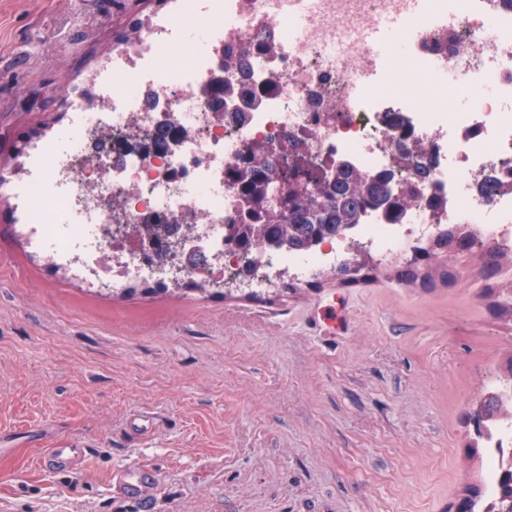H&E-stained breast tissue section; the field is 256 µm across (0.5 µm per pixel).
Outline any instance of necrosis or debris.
Listing matches in <instances>:
<instances>
[{"label":"necrosis or debris","instance_id":"obj_1","mask_svg":"<svg viewBox=\"0 0 512 512\" xmlns=\"http://www.w3.org/2000/svg\"><path fill=\"white\" fill-rule=\"evenodd\" d=\"M194 8L207 23L175 16L117 53L101 76L105 106L72 101L76 122L34 150L24 200L37 218L31 236L55 262L97 289L186 275L249 291L334 269L357 246L387 260L406 255L448 224L475 225L479 242L512 250V192L481 186L512 177V8L500 0L463 9L457 0H423L417 13L409 0H196ZM386 14L405 16L419 33L400 49L401 67L379 64L365 42ZM449 31L459 36L456 50L431 49ZM221 53L231 64L219 65ZM216 72L231 85L247 80L260 105L211 111L198 89ZM424 78L456 90L452 108L393 95L394 86L416 90ZM166 123L186 136L158 158L142 139ZM406 130L426 145L430 172L399 221L375 211L313 249L226 254L238 192L224 173L250 143L265 142L280 169L298 157L322 180L346 164L400 183L410 174L391 158ZM110 196L122 208L105 206ZM434 196L440 207H430ZM155 214L178 216L167 230L184 244L163 261L128 230ZM474 436L489 464L485 505L503 512L512 421L482 417Z\"/></svg>","mask_w":512,"mask_h":512}]
</instances>
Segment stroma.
<instances>
[{
    "label": "stroma",
    "mask_w": 512,
    "mask_h": 512,
    "mask_svg": "<svg viewBox=\"0 0 512 512\" xmlns=\"http://www.w3.org/2000/svg\"><path fill=\"white\" fill-rule=\"evenodd\" d=\"M178 0H0V500L10 512H456L480 475L472 407L512 362L493 304L504 275L471 254L427 285L359 254L371 279L284 277L254 297L176 286L88 290L35 251L7 182L69 124L130 26ZM349 305L345 335L314 320ZM88 452L75 472L43 449ZM154 478L135 495L121 476Z\"/></svg>",
    "instance_id": "1"
}]
</instances>
